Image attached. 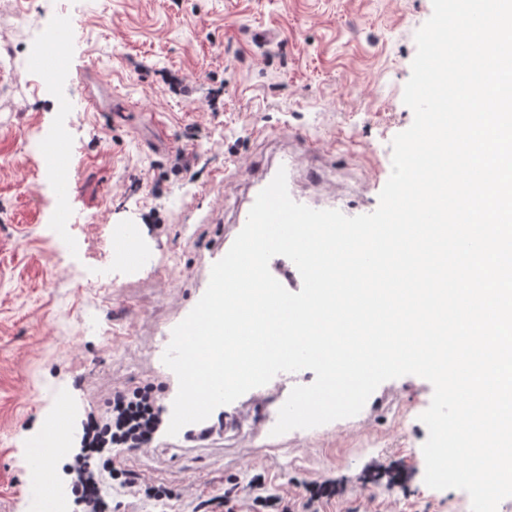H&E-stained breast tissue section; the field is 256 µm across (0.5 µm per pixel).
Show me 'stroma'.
<instances>
[{
  "mask_svg": "<svg viewBox=\"0 0 512 512\" xmlns=\"http://www.w3.org/2000/svg\"><path fill=\"white\" fill-rule=\"evenodd\" d=\"M431 14L432 0H0V512H73L63 465L88 414L121 390L177 393L160 334L206 290L267 170L295 156L292 187L311 205L377 209L392 140L413 121L403 90ZM65 24L75 38L45 75L31 57ZM80 68L115 111L82 108ZM52 140L69 151L67 194L43 155ZM179 150L194 157L190 177H162ZM125 228L145 263L114 258ZM432 395L406 375L354 417L279 436L254 428L257 409L240 400L238 421L207 440L163 432L150 451L119 453L116 466L178 496L121 493L112 507L224 512L214 496L256 484L289 512H470L464 491L424 482L419 416ZM369 436L382 446L365 447ZM51 445L47 494L28 464Z\"/></svg>",
  "mask_w": 512,
  "mask_h": 512,
  "instance_id": "35a3bbf8",
  "label": "stroma"
}]
</instances>
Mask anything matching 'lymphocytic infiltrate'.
I'll return each instance as SVG.
<instances>
[{
  "label": "lymphocytic infiltrate",
  "instance_id": "obj_1",
  "mask_svg": "<svg viewBox=\"0 0 512 512\" xmlns=\"http://www.w3.org/2000/svg\"><path fill=\"white\" fill-rule=\"evenodd\" d=\"M109 407L106 423H87L84 447L69 466L78 512H112L110 502L100 491V477L104 474L131 495L141 494L156 501L174 498V490L165 484L138 481L131 471L112 466L113 449L141 450L154 444L163 422L155 407L152 387L114 393Z\"/></svg>",
  "mask_w": 512,
  "mask_h": 512
}]
</instances>
